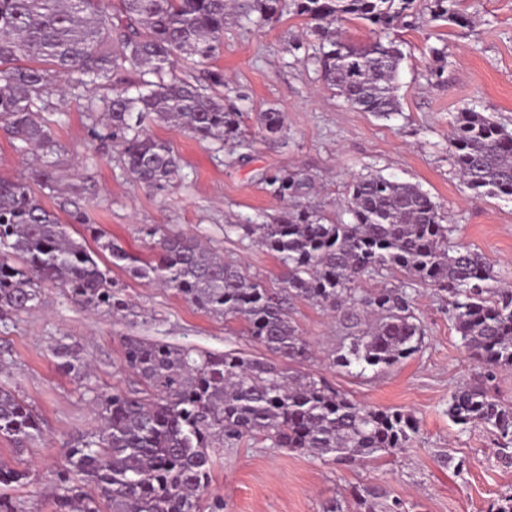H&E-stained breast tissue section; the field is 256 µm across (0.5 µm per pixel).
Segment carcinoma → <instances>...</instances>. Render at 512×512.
Segmentation results:
<instances>
[{"mask_svg": "<svg viewBox=\"0 0 512 512\" xmlns=\"http://www.w3.org/2000/svg\"><path fill=\"white\" fill-rule=\"evenodd\" d=\"M463 0H425L431 22L470 27ZM420 0H0V128L22 145L37 146L39 167L0 178V325L36 307L43 288L65 290L81 308L109 316L132 312L112 280L111 267L173 289L191 305L239 320L242 334L262 345L276 363L239 351L217 354L141 336L121 337L123 370L136 386L95 394L99 426L63 444L64 465L53 478L56 512H224L209 497V449L256 439L270 448L305 451L346 463L394 455L419 433L400 409L364 405L317 374L294 371L313 356L291 316L295 301L338 319L343 330L331 364L348 373L378 375L422 348L424 329L409 285L446 293L448 322L462 347L491 378L512 369V284L497 276L487 257L451 241L439 206L418 185L382 174L347 185L342 213L328 219L312 203L314 180L299 170L266 176L287 207L267 224H234L229 231L258 243L284 268L269 288L224 261L197 239L146 226L156 258L145 261L79 212L97 248L73 238L43 201L55 191L56 138L43 112H58L52 96L66 86L99 95L86 107L95 138L122 142L133 180L164 189L180 168L170 145L147 128L171 122L194 138L235 142L244 113L224 107V73L206 86L173 73L174 57L210 60L229 9L240 20L264 24L289 13L303 20L315 41L303 63L351 107L389 120L401 112L397 94L404 53L390 38L418 15ZM362 20L378 36L364 44L342 38L341 24ZM430 75L443 79L442 48L430 47ZM138 74L127 86L123 71ZM259 130L279 133L282 112L255 113ZM448 148L474 199L512 197V131L472 108H463ZM400 277L399 285L371 290L363 280ZM58 365L78 381L89 362L59 339ZM448 416L463 428L482 424L501 440L500 459L512 464V405L482 386L454 391ZM44 434V422L16 389L0 382V437L16 447V465L0 464V487L29 478L25 444ZM371 488L356 493V512H401L402 503L379 501Z\"/></svg>", "mask_w": 512, "mask_h": 512, "instance_id": "carcinoma-1", "label": "carcinoma"}]
</instances>
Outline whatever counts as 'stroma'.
<instances>
[{"instance_id": "35a3bbf8", "label": "stroma", "mask_w": 512, "mask_h": 512, "mask_svg": "<svg viewBox=\"0 0 512 512\" xmlns=\"http://www.w3.org/2000/svg\"><path fill=\"white\" fill-rule=\"evenodd\" d=\"M471 26H436L419 16L414 26L392 33L405 54L398 95L400 115L385 121L348 106L324 86L313 68L300 61L296 42L306 41L301 19L285 16L263 25L228 19L215 58L179 65L178 75L197 78L220 70L229 90L224 103L243 111L236 144L199 141L172 124L150 123L157 138L179 155L181 169L165 191L137 187L121 164V150L89 137L84 89L68 90L55 126L60 150L56 167L63 177L46 197L74 238L83 226L71 212L85 210L91 223L116 237L131 254L144 259L156 251L143 228L157 224L171 233L195 236L201 243L241 265L250 275L276 283L283 268L260 245L225 234L229 224L269 223L284 204L266 185V172L300 170L316 185L314 203L328 215L340 213L346 187L356 176L380 173L417 184L437 203L457 239L481 251L496 275L512 280V199L470 196L448 149L456 113L466 105L512 130V0H467ZM446 47L443 82L429 76L430 47ZM283 114L275 136L260 132L255 113L267 108ZM111 275L124 286L135 316L107 317L83 310L58 288L45 290L39 305L0 327V344L13 350L11 380L19 395L42 416L43 439L25 456L32 473L8 493L26 512H55L43 476L62 465L64 442L98 426L90 394L59 369L50 349L67 338L91 362L90 382L108 391L133 387L121 371L124 336H142L213 353L235 349L262 357L265 349L242 335L237 320L214 317L187 303L174 290L131 277L124 269ZM417 315L425 336L419 352L381 375L358 377L330 365L340 341L334 319L307 302H296L293 317L316 351L302 371L322 375L334 388L361 403L411 413L420 431L401 453L381 455L366 466L344 467L258 440L234 448H214L211 492L224 500V512H322L332 497L353 500L369 487L401 499L404 512H486L489 504L512 494V465L497 457L494 436L483 426L460 430L447 414L453 390L483 384L512 403V370L483 380L448 321L446 302L434 288L415 287ZM464 470H457L459 460Z\"/></svg>"}]
</instances>
